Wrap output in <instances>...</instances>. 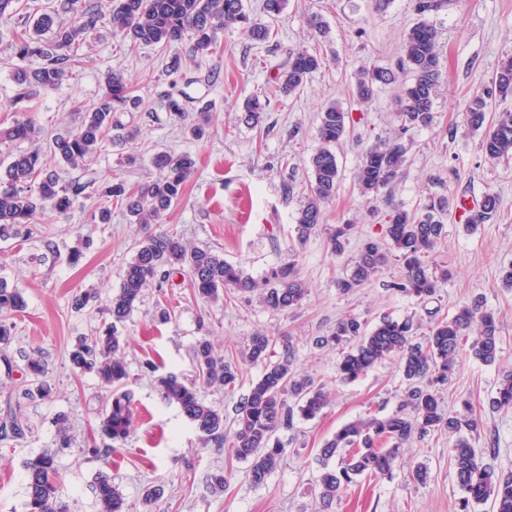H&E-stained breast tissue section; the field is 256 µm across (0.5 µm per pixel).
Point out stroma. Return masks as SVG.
<instances>
[{
    "instance_id": "obj_1",
    "label": "stroma",
    "mask_w": 512,
    "mask_h": 512,
    "mask_svg": "<svg viewBox=\"0 0 512 512\" xmlns=\"http://www.w3.org/2000/svg\"><path fill=\"white\" fill-rule=\"evenodd\" d=\"M322 17L325 33L311 29L307 19ZM414 0H391L376 10L373 0H287L267 43L247 40L239 29H226L216 53L193 58L189 43L129 48L119 31L102 25L90 34L79 52L81 65L57 88L42 90L33 99L37 121L45 133L76 126V105L93 107L107 89L112 72H121L134 95L138 111L124 121L138 124L135 143L110 141L88 163L73 170L74 178L134 185L155 171L149 160L161 150L189 153L197 173L166 225L186 242L220 252L253 277L295 262L309 294L296 309L276 312L256 295L228 291L218 304L196 296L188 277L176 276L160 288H149L144 300L125 322L126 361L133 392L134 426L126 445L113 448L109 462L91 452L98 411L107 395L99 379L70 364L78 338L92 336L106 315L76 310V294L97 289L108 302L134 255L143 234L120 206L112 220H98L99 198L78 199L68 213L39 214L31 233L0 237V278L20 288L26 307L15 313L12 353L39 352L49 366V397L25 396L29 378L23 361L12 370L0 365V421L10 409L21 408L29 419L24 438L0 440V512H27L25 461L57 439L55 419L69 418L72 443L57 459L62 479L59 505L63 512H99L95 478L107 471L125 499V512H458L461 492L448 453L451 438L437 432L412 439L401 452L392 477L362 480L338 501L322 506L317 479L320 450L344 424L395 413L407 387L395 362L377 365L365 377L344 383L336 377L340 351L316 347L315 337L331 333L345 316L375 326L389 316L412 319L418 336L432 321L453 316L458 307L482 297L500 325L498 358L486 365L466 355L455 375L441 389L443 406L457 409L470 399L483 419L475 447L493 445L487 460L496 469L512 471V408L494 410L490 401L503 373L512 371V290L503 288L501 269L512 263V158L488 161L481 149V132L466 123L474 96L487 95L502 59L512 57V0H446L433 15L444 56L443 78L434 96L433 121L404 133L406 162L387 196L366 202L359 194L356 171L363 146L393 137L401 126L398 96L401 82L378 86L370 102L354 94L359 70L393 67L406 32L416 22ZM16 18H0V123L16 119L13 103L18 69L38 67L37 58L18 60L9 50ZM306 50L323 59L322 67L291 96L269 97L279 72L293 54ZM183 64L176 74L165 66L172 54ZM217 83H208L210 73ZM181 98L186 111L207 104L209 135L195 141L169 113V96ZM269 98L259 124L243 122L249 99ZM338 102L352 121L335 148L339 181L336 197L326 207L329 225L349 224L353 230L345 251L331 256L325 235L306 243L295 237L297 212L311 180L308 160L320 145L322 107ZM138 156L136 164L125 161ZM294 191L285 194L284 183ZM499 199L495 220L467 228V212L458 200L480 204L484 195ZM447 199L446 234L430 254L432 265L448 267L451 277L428 303L396 293L392 282L403 275L390 261L362 288L340 293L336 281L348 271L366 239H383L394 207L421 212L430 202ZM79 248V263H70L71 248ZM261 331L274 339L291 338L296 367L314 377L330 394L315 418H294L280 431L286 454L262 485L247 478L248 462L231 456L227 447L208 441L173 405L156 383L173 374L196 378L189 353L198 339L208 338L220 355L238 359L246 336ZM154 371H147V364ZM426 465L427 482L411 476ZM230 470L224 490H216L213 474ZM155 489L145 502L147 489Z\"/></svg>"
}]
</instances>
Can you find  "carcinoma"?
I'll list each match as a JSON object with an SVG mask.
<instances>
[{
    "label": "carcinoma",
    "mask_w": 512,
    "mask_h": 512,
    "mask_svg": "<svg viewBox=\"0 0 512 512\" xmlns=\"http://www.w3.org/2000/svg\"><path fill=\"white\" fill-rule=\"evenodd\" d=\"M444 0H416L420 21L404 39L396 70L374 68L360 73L356 95L362 101L374 96L375 87L395 80V72L411 74L399 96L402 129L426 126L433 120V96L443 75L442 55L437 31L428 16L437 13ZM71 15V23L57 20L58 12ZM21 16V29L13 32L10 49L15 57L41 60L32 71L16 76L17 99L32 100L40 89L57 87L69 69L81 58L73 53L84 35L106 21L135 46H164L185 39L191 43L193 56H206L217 47L218 36L237 24L254 42L270 37L268 24L253 20L243 10L242 0H109L108 11L99 9L92 0H61V10H49L36 0H0V16ZM322 65L320 56L299 52L290 58L281 72L274 92L285 96L297 93L309 76ZM108 92L87 112L80 113L77 126L54 136L47 149L35 147L15 155L0 173V236L35 223L38 212L50 208L68 212L80 197L97 194L106 202L115 200L125 208L133 223L147 229L138 240L135 254L125 267L120 287L105 308L112 322L105 330L79 340L70 352L73 367L95 374L110 389L96 429L101 447L94 451L108 459L112 448L123 445L133 427L132 392L128 389L129 371L125 358L126 340L122 328L142 302L146 289L162 284L175 275H187L197 295L210 303L224 301V291H257L263 304L274 311H288L306 298L309 288L295 265L272 269L257 281L210 248L189 245L163 221L180 200L195 173V161L187 153L158 152L151 158L155 177L138 188L124 183H107L97 188L91 181L63 180L51 168L48 158L57 165L78 169L87 165L101 150L109 129L124 127L119 115L137 107L136 97L120 73H112ZM495 95L502 101L512 96V59L501 63L494 79ZM490 103L474 98L466 113L475 130L484 127ZM351 113L336 102L325 105L320 116L318 136L321 146L309 159L312 172L310 192L297 212L294 232L299 243L320 233L326 234L332 254L344 251L351 230L349 224L324 225V206L334 198L339 180L335 146L348 132ZM210 123L208 108L198 109L197 116L185 125L186 135L202 139ZM43 129L32 116L17 119L0 128V144L35 142ZM484 154L491 160L512 156V110L495 113L481 141ZM406 147L399 139H385L367 147L356 172L361 195L373 201L381 197L398 178L405 163ZM498 199L484 196L473 224H484L498 213ZM446 202L427 205L418 215L396 207L386 225L385 242L363 244L349 273L337 280L339 290L348 294L363 287L389 263L401 262L402 278L392 284L398 293L425 303L437 295L448 282V269L433 268L425 261L445 236L443 215ZM26 307L21 289L0 278V361L13 368L9 350L14 325L11 316ZM415 328L410 320L383 319L369 329L357 317L336 323L328 336L316 344L338 346L336 376L352 383L376 365L397 360L407 390L396 413L368 421L356 420L344 425L320 449L323 471L319 476L320 499L328 506L338 500L362 478L393 475L400 449L414 436L431 432L455 437L449 449L455 468L459 512H473L474 505L493 500L492 512H512V472L504 474L485 461L487 449L476 448L470 436L481 432L482 419L475 415L471 403L463 399L459 409L445 412L440 389L455 374L458 358L468 351L484 364L495 363L499 352V326L490 312L483 310L477 298L463 305L450 319L434 323L422 342L414 341ZM274 339L262 332L247 337L242 361L261 364L262 374L235 406L233 425L224 428V407L207 401L198 386L175 375L158 379L164 399L176 404L183 415L207 439L229 445L233 457L249 463L248 476L255 485L263 484L275 471L286 453L278 433L293 424L294 414L313 418L328 404V393L312 377L295 369L296 351L290 340L282 342V352L272 358ZM30 391L42 397L50 395L48 365L37 354L24 355ZM193 365L204 386L234 392L242 367L215 353L206 338L192 349ZM492 407L512 408V372L499 382ZM55 424L59 441L54 448H44L25 465L28 512H62L59 507L61 479L56 465L59 449L67 447V419L59 415ZM27 424L14 412L0 424V439L23 436ZM100 512H125L122 494L112 484V477L101 471L95 482Z\"/></svg>",
    "instance_id": "obj_1"
}]
</instances>
